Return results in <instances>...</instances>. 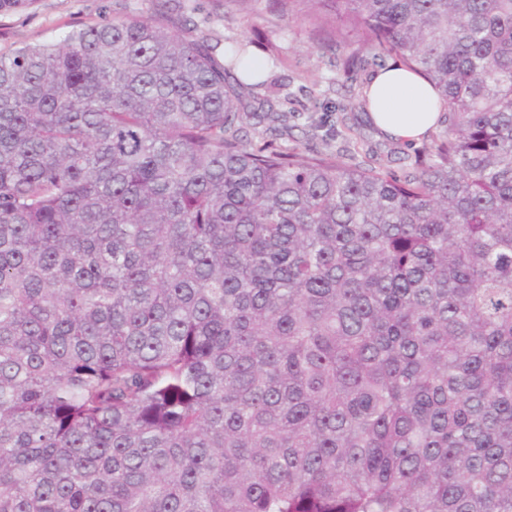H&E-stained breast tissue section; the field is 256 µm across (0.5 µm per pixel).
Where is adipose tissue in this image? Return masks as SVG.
<instances>
[{
  "mask_svg": "<svg viewBox=\"0 0 512 512\" xmlns=\"http://www.w3.org/2000/svg\"><path fill=\"white\" fill-rule=\"evenodd\" d=\"M370 118L385 136L408 143L419 141L439 116L429 85L402 64L380 69L369 90Z\"/></svg>",
  "mask_w": 512,
  "mask_h": 512,
  "instance_id": "1",
  "label": "adipose tissue"
}]
</instances>
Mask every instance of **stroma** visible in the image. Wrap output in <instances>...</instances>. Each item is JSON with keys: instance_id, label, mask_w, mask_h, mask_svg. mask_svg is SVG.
<instances>
[{"instance_id": "1", "label": "stroma", "mask_w": 512, "mask_h": 512, "mask_svg": "<svg viewBox=\"0 0 512 512\" xmlns=\"http://www.w3.org/2000/svg\"><path fill=\"white\" fill-rule=\"evenodd\" d=\"M191 18L200 34L210 38H248L258 49H273L264 86L255 88L258 96L276 83L290 94L288 124L291 131L281 146L321 152L341 151L363 156L372 151L389 157V170L399 172L414 162L423 144H405L384 137L365 113L352 108L353 88L368 82L382 67L381 61L366 58L363 68L351 79L328 85L329 54L322 49L306 19L288 20L263 0L262 14L250 18L236 7L216 0H194ZM161 0H35L32 7L0 13V53L24 43H38L53 32L93 25L115 15H158Z\"/></svg>"}]
</instances>
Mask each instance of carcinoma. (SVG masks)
Segmentation results:
<instances>
[{
    "mask_svg": "<svg viewBox=\"0 0 512 512\" xmlns=\"http://www.w3.org/2000/svg\"><path fill=\"white\" fill-rule=\"evenodd\" d=\"M272 2L428 82L424 158L245 145L238 38L0 53V512H512V0Z\"/></svg>",
    "mask_w": 512,
    "mask_h": 512,
    "instance_id": "carcinoma-1",
    "label": "carcinoma"
}]
</instances>
